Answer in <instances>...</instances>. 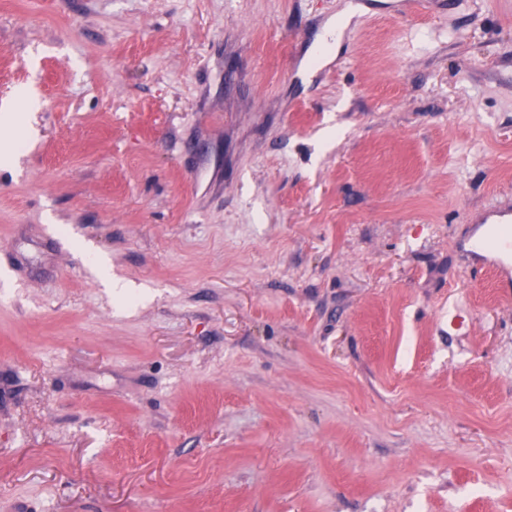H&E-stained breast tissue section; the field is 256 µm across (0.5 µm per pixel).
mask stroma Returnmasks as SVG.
I'll return each mask as SVG.
<instances>
[{"mask_svg":"<svg viewBox=\"0 0 512 512\" xmlns=\"http://www.w3.org/2000/svg\"><path fill=\"white\" fill-rule=\"evenodd\" d=\"M401 8L0 0V512H512V0ZM480 224L490 227H502L507 230L500 248L492 258V265L499 283L506 288L512 285V209L511 207H492L484 212Z\"/></svg>","mask_w":512,"mask_h":512,"instance_id":"obj_1","label":"stroma"}]
</instances>
